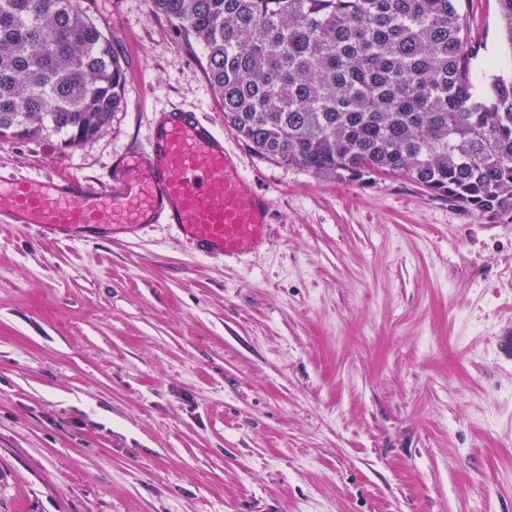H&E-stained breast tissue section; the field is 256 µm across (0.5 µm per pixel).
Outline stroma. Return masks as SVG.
Masks as SVG:
<instances>
[{
	"label": "stroma",
	"instance_id": "obj_1",
	"mask_svg": "<svg viewBox=\"0 0 512 512\" xmlns=\"http://www.w3.org/2000/svg\"><path fill=\"white\" fill-rule=\"evenodd\" d=\"M459 13L484 71L496 0ZM91 16L122 106L76 149L0 139V169L94 184L187 109L272 197L271 242L227 262L161 224L101 243L0 226V512H512V221L267 158L151 0Z\"/></svg>",
	"mask_w": 512,
	"mask_h": 512
}]
</instances>
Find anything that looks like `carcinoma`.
<instances>
[{"instance_id": "obj_1", "label": "carcinoma", "mask_w": 512, "mask_h": 512, "mask_svg": "<svg viewBox=\"0 0 512 512\" xmlns=\"http://www.w3.org/2000/svg\"><path fill=\"white\" fill-rule=\"evenodd\" d=\"M512 49V0H496ZM191 46L224 124L320 178L405 175L512 214V75L475 90L458 0H151ZM124 66L79 0H0V139L92 141Z\"/></svg>"}]
</instances>
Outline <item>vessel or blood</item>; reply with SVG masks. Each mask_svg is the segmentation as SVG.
Instances as JSON below:
<instances>
[{"label":"vessel or blood","instance_id":"obj_1","mask_svg":"<svg viewBox=\"0 0 512 512\" xmlns=\"http://www.w3.org/2000/svg\"><path fill=\"white\" fill-rule=\"evenodd\" d=\"M271 210L223 135L178 109L159 113L148 149L116 158L99 184L64 176L33 188L0 175V224H21L57 242L135 237L165 224L199 252L240 259L268 241Z\"/></svg>","mask_w":512,"mask_h":512}]
</instances>
